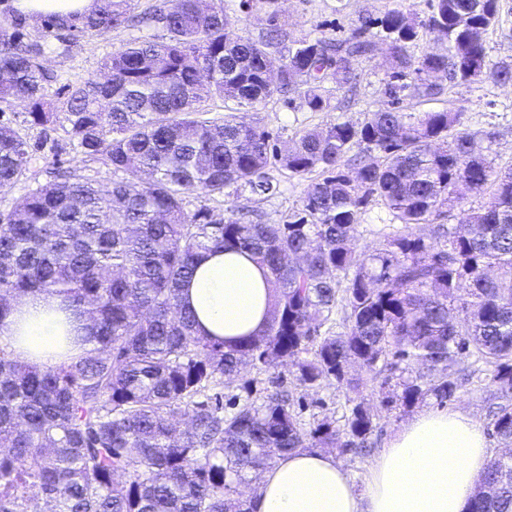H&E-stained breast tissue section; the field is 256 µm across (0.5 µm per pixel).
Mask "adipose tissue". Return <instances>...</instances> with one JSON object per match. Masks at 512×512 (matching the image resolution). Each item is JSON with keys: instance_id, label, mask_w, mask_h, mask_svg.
Returning a JSON list of instances; mask_svg holds the SVG:
<instances>
[{"instance_id": "adipose-tissue-1", "label": "adipose tissue", "mask_w": 512, "mask_h": 512, "mask_svg": "<svg viewBox=\"0 0 512 512\" xmlns=\"http://www.w3.org/2000/svg\"><path fill=\"white\" fill-rule=\"evenodd\" d=\"M201 331L234 342L264 329L275 295L263 269L227 251L204 255L183 291ZM35 294L0 320V340L20 359L55 367L82 355L60 347L65 315ZM490 458L481 426L459 411H424L409 420L372 461L356 491L333 456L298 450L263 474L251 512H469Z\"/></svg>"}]
</instances>
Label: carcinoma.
I'll list each match as a JSON object with an SVG mask.
<instances>
[{
  "instance_id": "1",
  "label": "carcinoma",
  "mask_w": 512,
  "mask_h": 512,
  "mask_svg": "<svg viewBox=\"0 0 512 512\" xmlns=\"http://www.w3.org/2000/svg\"><path fill=\"white\" fill-rule=\"evenodd\" d=\"M99 2L90 14L42 16L41 29L67 48L81 33L127 26L137 5ZM427 6L424 20L398 5L336 40L295 39L273 12L254 39L228 29L224 8L207 0H161L151 19L166 40H132L55 98L42 45L26 40L28 18L3 14L0 105L25 104L33 126L64 113L69 143L124 177L102 189L69 171L0 217V321L30 294H55L91 344L54 368L0 347V512H27L32 498L50 512H250L236 495L248 471L301 448H363L375 414L357 395L343 425L307 424L281 384L255 399L246 378L242 400L224 394V378L289 361L299 385L316 390L352 383L356 363L382 405L406 410L453 400L469 382L465 360L496 391L488 427L509 449L480 475L471 512H512V167L497 170L475 150L462 113L399 107L407 89L431 100L488 76L511 85L512 63L486 62L499 0ZM426 34L447 40L448 52L415 54ZM380 43L391 106L362 124L307 130L282 151L260 122L238 121L239 108L275 96L330 111L324 83L353 87ZM205 97L224 102L221 121L200 118ZM31 160L27 139L0 124V189ZM271 166L320 171L288 221L187 208L195 191L271 195ZM468 195L486 202L445 227L448 207ZM373 202L407 228L437 225L436 241L407 231L381 252H357ZM226 250L266 269L275 292L265 330L232 347L200 335L181 304L200 257Z\"/></svg>"
}]
</instances>
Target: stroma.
Returning a JSON list of instances; mask_svg holds the SVG:
<instances>
[{
  "label": "stroma",
  "mask_w": 512,
  "mask_h": 512,
  "mask_svg": "<svg viewBox=\"0 0 512 512\" xmlns=\"http://www.w3.org/2000/svg\"><path fill=\"white\" fill-rule=\"evenodd\" d=\"M214 3L223 6L224 19L230 29L254 38L266 32L268 14L273 9L278 10L291 36L297 38L336 37L338 28L349 27L362 16L383 14L398 4L419 14L425 9L424 0H277L273 5L268 4L267 0H252L248 6L243 5L242 0H214ZM30 38L43 43V63L56 76L58 84L63 85L96 75L104 57L132 39L162 41L166 38V32L162 27L152 24L90 32L79 36L65 51L58 49L56 40L45 38L41 29L31 28ZM388 74L389 64L384 50L380 49L359 67V96L354 103H345L343 90L337 89L333 92L332 109L328 112H310L276 97L260 109L243 108L240 117L246 122L261 120L266 129L277 136L279 145L287 147L293 144L303 130L321 128L337 121L358 125L364 122L369 112L389 106L390 100L384 94ZM403 106L409 112L416 109H446L461 113L464 129L474 134L477 147L493 165L499 167L512 164V86H503L487 79L478 85L456 86L433 101L418 102L407 96L403 99ZM0 123L9 124L20 132L33 150V159L26 176L12 187L0 191V213L12 210L22 202L31 188L49 181L58 169L75 170L95 179L102 187L111 186L115 175L110 166L100 159L75 151L59 125L31 126L26 106L16 104L6 108L0 113ZM269 174L277 185L275 194L258 196L244 192L224 200L195 192L188 197V207L193 210L205 205L221 212L230 205L243 213L258 214L267 223L287 221L289 215L301 207L317 176L313 173L291 176L275 168L270 169ZM400 229V224L391 220L382 205L371 204L361 217L356 249L369 253L380 251L385 247L387 236ZM292 371V365L288 364L279 367L277 373L284 386L304 403L303 420L309 422L316 417H325L343 423L351 396L348 388L333 383L314 391L307 390L297 386ZM348 375L361 379V395L370 403L377 416L371 453L355 455L337 448L332 451L356 487L360 488L365 483L374 453L385 448L415 412L435 411L439 404L429 397L411 410L386 407L381 405L374 384L364 382L363 369L355 364L350 365Z\"/></svg>",
  "instance_id": "stroma-1"
}]
</instances>
